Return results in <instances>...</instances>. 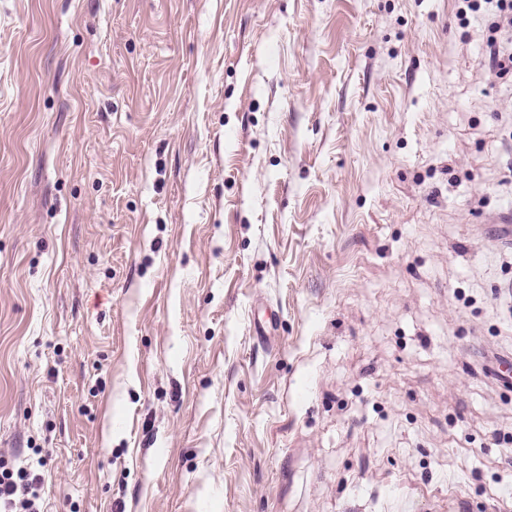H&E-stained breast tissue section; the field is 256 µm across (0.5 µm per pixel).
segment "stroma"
Masks as SVG:
<instances>
[{
	"label": "stroma",
	"instance_id": "1",
	"mask_svg": "<svg viewBox=\"0 0 512 512\" xmlns=\"http://www.w3.org/2000/svg\"><path fill=\"white\" fill-rule=\"evenodd\" d=\"M491 19L0 0V462L42 512H503Z\"/></svg>",
	"mask_w": 512,
	"mask_h": 512
}]
</instances>
